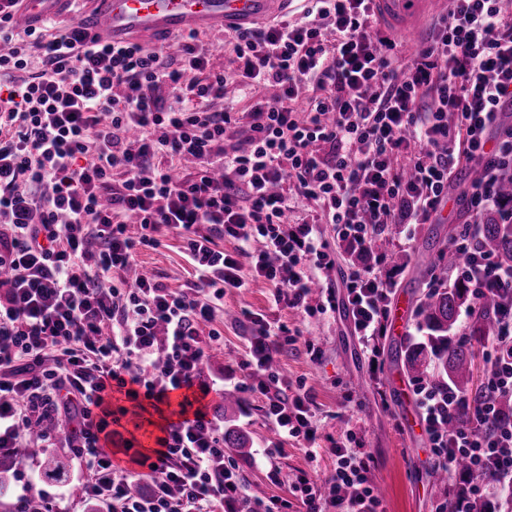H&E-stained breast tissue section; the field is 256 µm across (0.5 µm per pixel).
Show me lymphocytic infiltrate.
Here are the masks:
<instances>
[{
  "mask_svg": "<svg viewBox=\"0 0 512 512\" xmlns=\"http://www.w3.org/2000/svg\"><path fill=\"white\" fill-rule=\"evenodd\" d=\"M15 2L0 0V71L24 74L0 82V452L28 466L26 431L41 425V442L65 441L76 455L71 497L94 499L101 512H272L241 501L224 427L202 405L224 392L204 374L224 345L214 325L224 291L245 287L247 265L273 287L274 304L335 312L336 252L323 234L332 225L355 257L342 280L354 330L378 365L395 285L386 255L373 252L384 226L404 225L414 238L447 204L464 158L483 167L464 196L467 212L512 223V198L499 187L512 168V125L500 124L512 103V10L506 0H449L403 64L372 0H305L295 19L229 31L230 79L210 70L193 32L175 66L161 45L88 44L74 19L17 40ZM30 45L43 69L29 76ZM163 84L176 105L155 96ZM243 95L256 101L248 134L234 141ZM182 160L195 170L174 176ZM165 232L185 243L197 273L190 287L129 276L140 249L158 248ZM452 249L449 280L468 281L480 297L512 293V265L479 250L473 232L458 233ZM250 323L242 389L263 397L280 436L315 455L309 394L289 393L273 365L297 337L261 313ZM486 360L493 371L476 421L455 431L443 424L468 399L450 387L414 388L436 464L458 491L455 512H501L512 498V422L487 427L497 398L512 395V303L496 318ZM174 390L192 417L163 427L152 454L121 467L114 450L133 442L118 429L128 410L113 399L157 410ZM344 437L332 450L329 495L307 473L292 477L306 512H382L370 454L350 449L354 430ZM459 458L468 467L457 474Z\"/></svg>",
  "mask_w": 512,
  "mask_h": 512,
  "instance_id": "1",
  "label": "lymphocytic infiltrate"
}]
</instances>
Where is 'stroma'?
Returning <instances> with one entry per match:
<instances>
[{
	"mask_svg": "<svg viewBox=\"0 0 512 512\" xmlns=\"http://www.w3.org/2000/svg\"><path fill=\"white\" fill-rule=\"evenodd\" d=\"M471 167V161L459 163L449 182L450 204L438 220L419 226L408 250L410 264L397 277L393 300L417 302L421 290L412 264L431 260L433 250L449 248L458 230L468 222V213L454 199L469 188ZM138 266L174 288L196 279L194 268L185 258L183 242L174 235L164 238L158 249L142 251ZM272 293V288L261 281L251 282L246 288L225 290L224 310L215 322L224 331V347L209 357L205 372L223 378L225 389L238 391L246 377L243 365L251 334L248 313H262L270 322L299 329L300 341L277 354L275 360L289 382H304L312 396L319 448L312 459L305 448L282 439L263 414L262 396L241 393L235 420L251 438L248 452L235 456L244 477L243 496L252 498L258 490L263 500H287L294 512H299L301 503L292 493L289 476L304 471L328 478L336 465L330 450L343 442L344 431L350 427L355 430L360 447L374 458L371 477L376 486L385 490L384 512H441L447 494L435 479L431 443L419 423L422 410L418 401L408 402L400 395L401 390H413L414 381L405 374L400 386L390 382L395 371L390 357L394 338L382 340L383 370L372 375L346 308L306 317L287 307L273 306ZM310 340L320 346V358L308 354L306 343Z\"/></svg>",
	"mask_w": 512,
	"mask_h": 512,
	"instance_id": "stroma-1",
	"label": "stroma"
}]
</instances>
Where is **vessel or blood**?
<instances>
[{
	"label": "vessel or blood",
	"instance_id": "1",
	"mask_svg": "<svg viewBox=\"0 0 512 512\" xmlns=\"http://www.w3.org/2000/svg\"><path fill=\"white\" fill-rule=\"evenodd\" d=\"M65 0H26L15 12L19 28H32L48 18H59ZM86 19L89 38L103 43L130 37L167 38L209 28L243 26L272 16L288 0H89ZM381 16L417 37L429 0H376Z\"/></svg>",
	"mask_w": 512,
	"mask_h": 512
}]
</instances>
